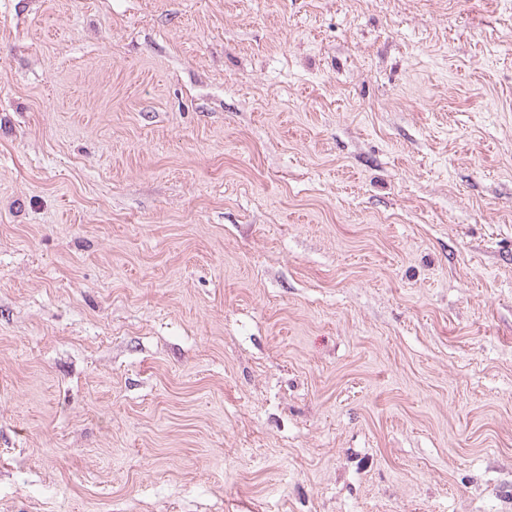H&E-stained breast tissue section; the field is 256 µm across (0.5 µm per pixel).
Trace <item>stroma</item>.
Here are the masks:
<instances>
[{"label":"stroma","mask_w":512,"mask_h":512,"mask_svg":"<svg viewBox=\"0 0 512 512\" xmlns=\"http://www.w3.org/2000/svg\"><path fill=\"white\" fill-rule=\"evenodd\" d=\"M0 512H512V0H0Z\"/></svg>","instance_id":"35a3bbf8"}]
</instances>
